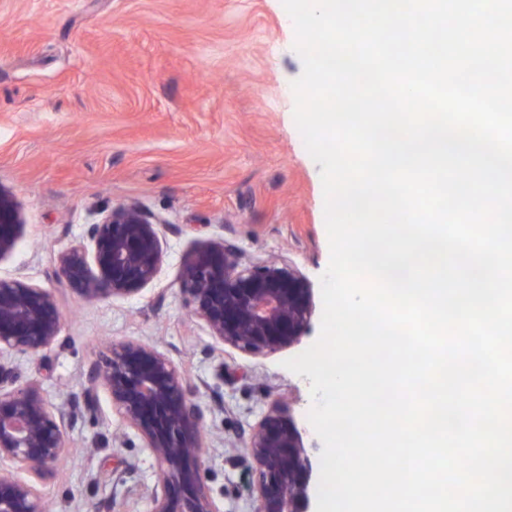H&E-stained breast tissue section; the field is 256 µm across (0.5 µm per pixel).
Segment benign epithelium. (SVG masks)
Instances as JSON below:
<instances>
[{
  "instance_id": "obj_1",
  "label": "benign epithelium",
  "mask_w": 512,
  "mask_h": 512,
  "mask_svg": "<svg viewBox=\"0 0 512 512\" xmlns=\"http://www.w3.org/2000/svg\"><path fill=\"white\" fill-rule=\"evenodd\" d=\"M20 223L13 196L0 188V261L14 251ZM160 225L136 204L112 207L88 225L82 241L59 254V283L84 299L142 290L163 262ZM179 283L209 335L253 354L296 344L311 316L308 283L287 263L275 257L245 266L239 249L224 241L189 253ZM62 322L52 291L0 278V512H46L38 483L68 451L66 423L99 414L101 390L156 458L152 512H220L198 465L204 411L195 385L165 353L143 343L109 344L89 371L82 400L69 410L53 408L37 386L20 381L12 358L51 348ZM248 448L255 461L254 512H314L312 488L320 474L289 411L271 407Z\"/></svg>"
}]
</instances>
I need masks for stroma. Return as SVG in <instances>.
I'll return each instance as SVG.
<instances>
[{
  "mask_svg": "<svg viewBox=\"0 0 512 512\" xmlns=\"http://www.w3.org/2000/svg\"><path fill=\"white\" fill-rule=\"evenodd\" d=\"M282 0H0V186L23 222L0 277L53 290L60 338L13 360L68 408L110 342L157 346L197 387L201 470L221 512H253V428L287 406L304 444L311 380L284 368L318 338L329 259L321 167L294 122L302 73ZM136 203L164 219L154 283L121 298L60 289L59 253L101 212ZM223 240L246 265L277 256L307 281L312 312L296 345L254 355L220 344L180 290L186 254ZM81 417L40 484L50 512H151L157 462L120 416Z\"/></svg>",
  "mask_w": 512,
  "mask_h": 512,
  "instance_id": "obj_1",
  "label": "stroma"
}]
</instances>
